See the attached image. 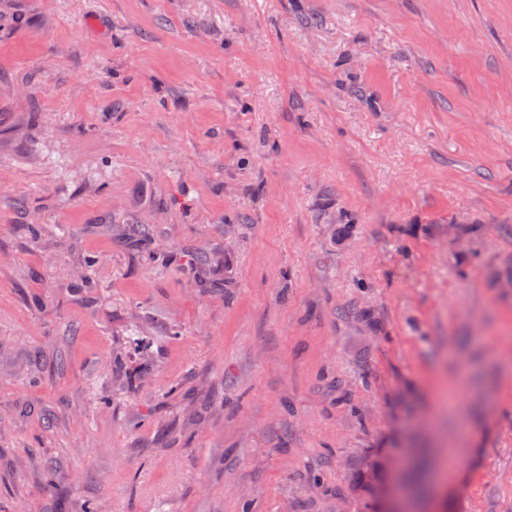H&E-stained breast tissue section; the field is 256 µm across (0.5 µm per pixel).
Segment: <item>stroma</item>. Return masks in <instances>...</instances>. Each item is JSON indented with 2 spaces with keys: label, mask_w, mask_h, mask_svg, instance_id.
Returning a JSON list of instances; mask_svg holds the SVG:
<instances>
[{
  "label": "stroma",
  "mask_w": 512,
  "mask_h": 512,
  "mask_svg": "<svg viewBox=\"0 0 512 512\" xmlns=\"http://www.w3.org/2000/svg\"><path fill=\"white\" fill-rule=\"evenodd\" d=\"M395 484L512 512V0H0V512Z\"/></svg>",
  "instance_id": "1"
}]
</instances>
